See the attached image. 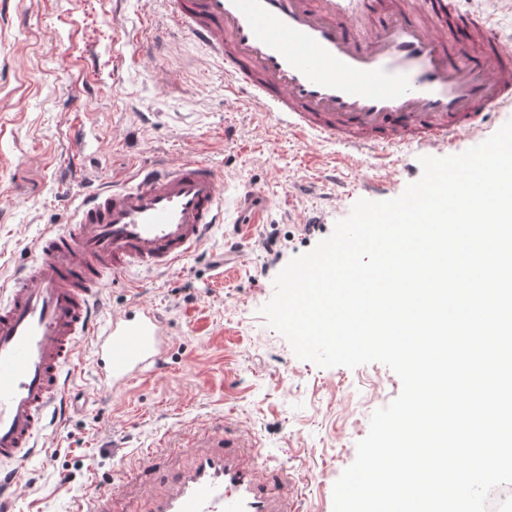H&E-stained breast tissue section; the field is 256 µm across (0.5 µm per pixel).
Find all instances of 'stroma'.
Listing matches in <instances>:
<instances>
[{"label": "stroma", "mask_w": 512, "mask_h": 512, "mask_svg": "<svg viewBox=\"0 0 512 512\" xmlns=\"http://www.w3.org/2000/svg\"><path fill=\"white\" fill-rule=\"evenodd\" d=\"M190 152L223 174V224L175 269L113 279L98 306L102 322L136 301L157 307L172 340L166 364L106 390L84 351L70 414L15 468L12 512H72L115 484L128 512H141L187 465L202 428L220 421L280 459L302 512H333V485L373 412L401 390L378 362L325 368L297 358L259 310L283 267L355 202L396 198L418 180L419 151L385 170L386 192L365 191L371 156L340 164L335 146L303 150L234 101L218 64L169 26L163 0H0V287L67 223L85 185ZM249 188L265 194L258 224L245 223L239 204ZM271 236L280 254L265 251Z\"/></svg>", "instance_id": "obj_1"}]
</instances>
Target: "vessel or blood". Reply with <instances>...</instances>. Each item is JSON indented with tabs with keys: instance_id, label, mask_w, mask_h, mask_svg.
<instances>
[{
	"instance_id": "1",
	"label": "vessel or blood",
	"mask_w": 512,
	"mask_h": 512,
	"mask_svg": "<svg viewBox=\"0 0 512 512\" xmlns=\"http://www.w3.org/2000/svg\"><path fill=\"white\" fill-rule=\"evenodd\" d=\"M169 18L217 59L228 90L278 128L348 157L452 148L482 133L491 113L512 110V46L494 16L462 13L456 0H165ZM471 28L488 52L448 36ZM221 172L202 156L143 167L85 195L63 230L46 235L0 300V467L34 453L46 418L81 373L89 341L105 389L158 374L169 344L153 306L132 303L105 324L94 318L111 277L169 269L224 221ZM169 491L150 512H288L287 492L260 483L241 456L255 440L204 430Z\"/></svg>"
}]
</instances>
